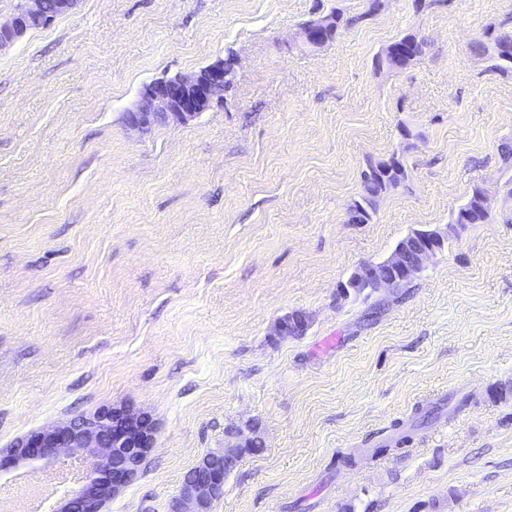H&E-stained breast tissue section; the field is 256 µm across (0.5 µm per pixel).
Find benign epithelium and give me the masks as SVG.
<instances>
[{"label": "benign epithelium", "instance_id": "1", "mask_svg": "<svg viewBox=\"0 0 512 512\" xmlns=\"http://www.w3.org/2000/svg\"><path fill=\"white\" fill-rule=\"evenodd\" d=\"M79 0H20L10 19L0 22V53L25 36L31 23L44 26L69 13ZM332 26V17L321 16L301 28V40L310 47H322V31ZM238 60L219 59L201 67L191 76H163L144 84L137 105L126 113L128 125L147 131L159 124L186 125L206 109L224 104V93L233 85ZM448 231L437 228L429 236L411 233L403 238L390 256L378 263L362 264L352 277L338 286L336 298L350 290H397L402 282L414 279L428 259L442 252ZM309 326L305 313L293 311L275 324L278 336H287L291 325ZM155 443V428L149 417L123 407H113L90 416L75 418L63 426L18 440L9 453L18 463L36 457L47 463L60 456L93 460L86 483L60 501L55 512H104L106 504L137 476L140 466ZM224 487V466L211 467L201 480H189L186 494L198 508L217 499Z\"/></svg>", "mask_w": 512, "mask_h": 512}]
</instances>
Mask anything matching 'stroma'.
Listing matches in <instances>:
<instances>
[{"label": "stroma", "instance_id": "obj_1", "mask_svg": "<svg viewBox=\"0 0 512 512\" xmlns=\"http://www.w3.org/2000/svg\"><path fill=\"white\" fill-rule=\"evenodd\" d=\"M385 3L80 0L0 53V497L45 467L14 442L114 406L156 433L107 512H176L252 437L209 512H512V70L471 50L512 0ZM333 8L365 20L299 46ZM408 33L426 54L377 72ZM231 52L223 106L128 126L145 83ZM395 153L405 182L348 223ZM477 187L488 222L408 287L337 300ZM292 311L306 334L276 335ZM332 17L331 16H321L315 21L303 25L301 28V40L303 43L310 47H322L328 44V41H321L319 39V35L322 31L328 29L332 26Z\"/></svg>", "mask_w": 512, "mask_h": 512}]
</instances>
